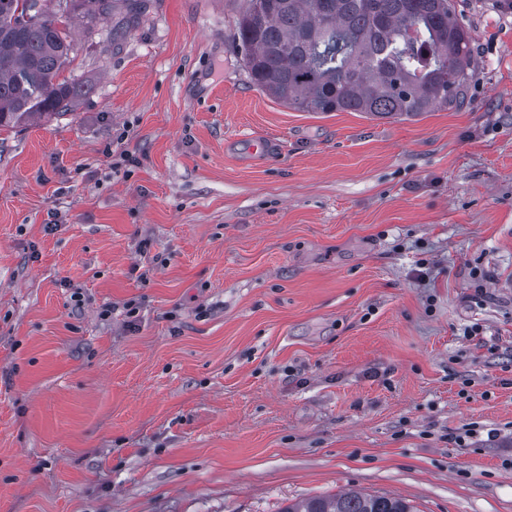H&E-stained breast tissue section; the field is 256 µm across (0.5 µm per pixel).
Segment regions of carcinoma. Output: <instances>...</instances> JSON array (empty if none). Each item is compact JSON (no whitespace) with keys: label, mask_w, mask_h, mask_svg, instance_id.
Segmentation results:
<instances>
[{"label":"carcinoma","mask_w":512,"mask_h":512,"mask_svg":"<svg viewBox=\"0 0 512 512\" xmlns=\"http://www.w3.org/2000/svg\"><path fill=\"white\" fill-rule=\"evenodd\" d=\"M111 15L112 0H0V129L74 106L65 26ZM236 35L251 83L304 112L410 119L461 104L476 68L452 0H246ZM280 512L414 508L349 490Z\"/></svg>","instance_id":"obj_1"}]
</instances>
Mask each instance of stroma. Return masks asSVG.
I'll return each mask as SVG.
<instances>
[{
	"instance_id": "1",
	"label": "stroma",
	"mask_w": 512,
	"mask_h": 512,
	"mask_svg": "<svg viewBox=\"0 0 512 512\" xmlns=\"http://www.w3.org/2000/svg\"><path fill=\"white\" fill-rule=\"evenodd\" d=\"M244 6L112 0L0 131V512H512V0H455L476 74L406 120L257 89ZM280 512H416L403 498L376 496L349 490L331 497H314L288 504Z\"/></svg>"
}]
</instances>
